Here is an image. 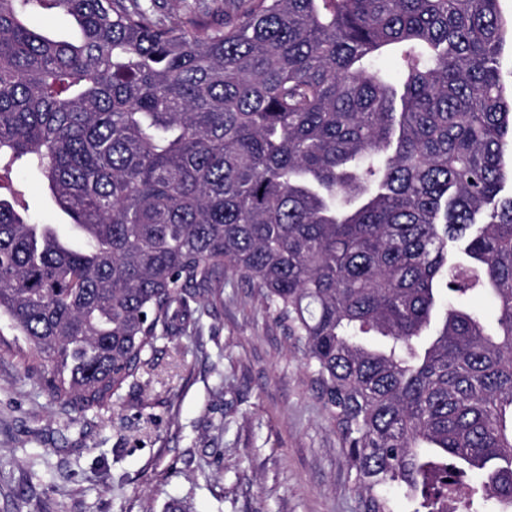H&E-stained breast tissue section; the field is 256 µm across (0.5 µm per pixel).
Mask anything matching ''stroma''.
<instances>
[{"label": "stroma", "mask_w": 512, "mask_h": 512, "mask_svg": "<svg viewBox=\"0 0 512 512\" xmlns=\"http://www.w3.org/2000/svg\"><path fill=\"white\" fill-rule=\"evenodd\" d=\"M34 219L70 234L36 173ZM187 334L158 341L152 375L73 420L0 356V512H361L338 433L302 348L224 273Z\"/></svg>", "instance_id": "35a3bbf8"}]
</instances>
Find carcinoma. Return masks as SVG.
Wrapping results in <instances>:
<instances>
[{
	"label": "carcinoma",
	"instance_id": "carcinoma-1",
	"mask_svg": "<svg viewBox=\"0 0 512 512\" xmlns=\"http://www.w3.org/2000/svg\"><path fill=\"white\" fill-rule=\"evenodd\" d=\"M499 2L0 0V322L23 381L109 408L228 268L301 343L363 512H395L392 489L512 512ZM18 167L79 246L33 222ZM31 26L45 28L53 31L58 36L65 37L71 32V27L65 16L62 14L47 15L43 12H34L29 17Z\"/></svg>",
	"mask_w": 512,
	"mask_h": 512
}]
</instances>
